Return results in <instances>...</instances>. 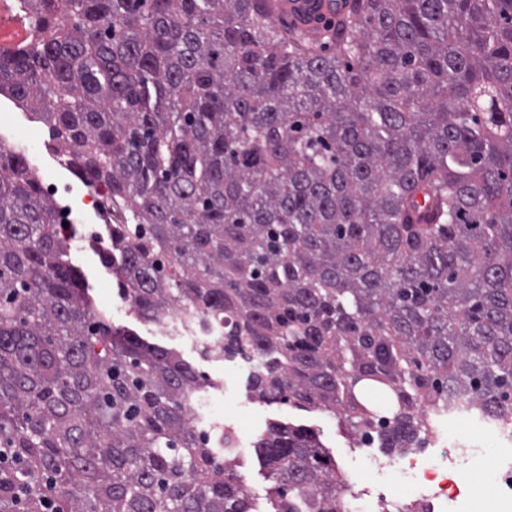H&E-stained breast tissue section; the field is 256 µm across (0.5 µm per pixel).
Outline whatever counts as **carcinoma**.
<instances>
[{
  "instance_id": "1",
  "label": "carcinoma",
  "mask_w": 512,
  "mask_h": 512,
  "mask_svg": "<svg viewBox=\"0 0 512 512\" xmlns=\"http://www.w3.org/2000/svg\"><path fill=\"white\" fill-rule=\"evenodd\" d=\"M342 2L314 38L277 0H17L0 94L106 187L141 321L186 305L251 398L415 448L456 402L512 417V0ZM57 209L0 153V512H256L198 429L213 383L109 324ZM253 448L271 512H338L320 433Z\"/></svg>"
}]
</instances>
